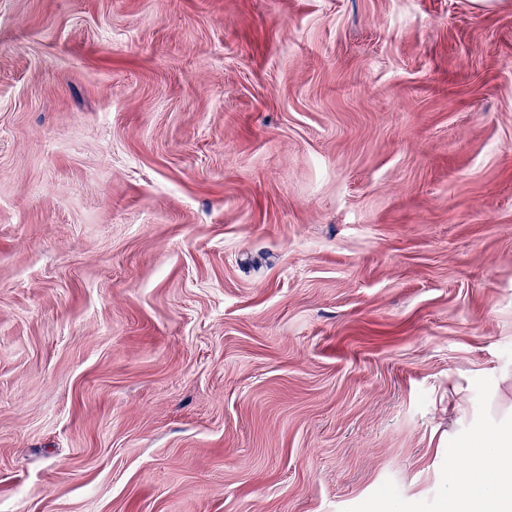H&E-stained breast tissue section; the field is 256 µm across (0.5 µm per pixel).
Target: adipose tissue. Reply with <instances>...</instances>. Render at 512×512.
Segmentation results:
<instances>
[{
  "label": "adipose tissue",
  "mask_w": 512,
  "mask_h": 512,
  "mask_svg": "<svg viewBox=\"0 0 512 512\" xmlns=\"http://www.w3.org/2000/svg\"><path fill=\"white\" fill-rule=\"evenodd\" d=\"M512 458V426L503 424L487 431L482 452L467 467H448V503L451 512H512V483L498 480L473 492L475 473Z\"/></svg>",
  "instance_id": "adipose-tissue-1"
}]
</instances>
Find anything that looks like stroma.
Listing matches in <instances>:
<instances>
[{
	"label": "stroma",
	"instance_id": "35a3bbf8",
	"mask_svg": "<svg viewBox=\"0 0 512 512\" xmlns=\"http://www.w3.org/2000/svg\"><path fill=\"white\" fill-rule=\"evenodd\" d=\"M511 375L512 0H0V512H448Z\"/></svg>",
	"mask_w": 512,
	"mask_h": 512
}]
</instances>
